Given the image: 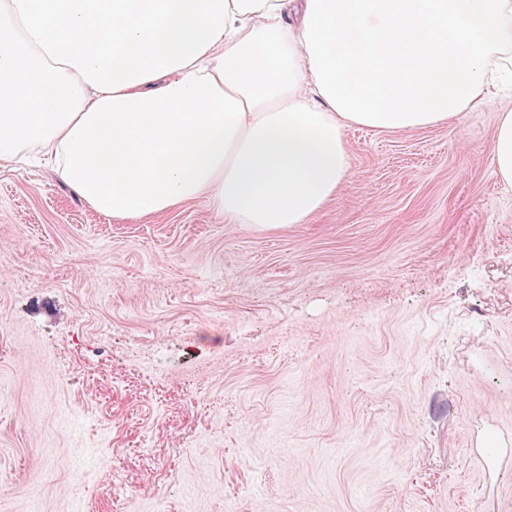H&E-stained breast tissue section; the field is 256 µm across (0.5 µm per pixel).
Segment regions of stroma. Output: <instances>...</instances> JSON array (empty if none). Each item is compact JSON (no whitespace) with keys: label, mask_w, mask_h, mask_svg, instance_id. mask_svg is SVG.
<instances>
[{"label":"stroma","mask_w":512,"mask_h":512,"mask_svg":"<svg viewBox=\"0 0 512 512\" xmlns=\"http://www.w3.org/2000/svg\"><path fill=\"white\" fill-rule=\"evenodd\" d=\"M497 112L347 130L308 223L0 167V512H512Z\"/></svg>","instance_id":"obj_1"}]
</instances>
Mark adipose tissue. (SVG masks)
Returning a JSON list of instances; mask_svg holds the SVG:
<instances>
[{"label":"adipose tissue","instance_id":"ef3b65f1","mask_svg":"<svg viewBox=\"0 0 512 512\" xmlns=\"http://www.w3.org/2000/svg\"><path fill=\"white\" fill-rule=\"evenodd\" d=\"M512 0H0V165L45 153L98 213L200 197L304 224L345 132L413 131L512 95ZM512 186V109L491 147Z\"/></svg>","mask_w":512,"mask_h":512}]
</instances>
